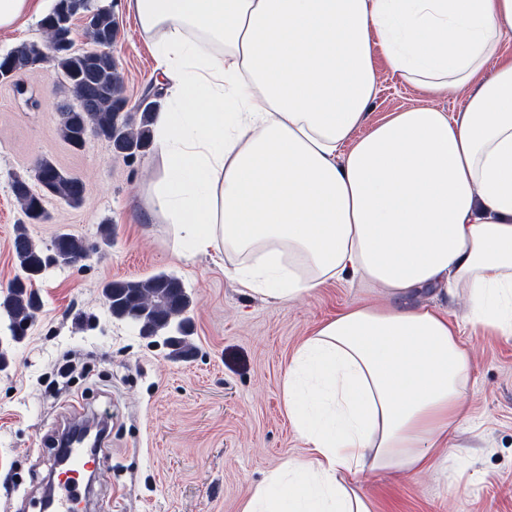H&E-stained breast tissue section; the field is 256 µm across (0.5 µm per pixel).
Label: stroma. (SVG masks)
<instances>
[{
    "label": "stroma",
    "mask_w": 512,
    "mask_h": 512,
    "mask_svg": "<svg viewBox=\"0 0 512 512\" xmlns=\"http://www.w3.org/2000/svg\"><path fill=\"white\" fill-rule=\"evenodd\" d=\"M111 6L118 34L111 52L136 111L155 88L156 60L127 0ZM378 93L349 142L390 113L431 106L460 117L467 90L433 93L393 74L376 56ZM47 66L0 81V291L17 268L13 255L21 207L14 176L52 159L84 185L72 207L46 204L48 219L28 232L42 247L62 232L82 239L87 256L53 267L36 281L42 307L11 360L0 370V512H39L37 501L56 469L54 436L78 418L108 414L100 469L86 491V512H241L269 472L307 447L288 417L283 374L321 322L370 297L361 282H329L291 302L248 292L224 254L175 256L171 227L148 212L162 167L156 150L124 159L92 136L82 149L59 134V105L73 104ZM110 225L109 241L100 237ZM178 277L192 299L187 312L192 353L176 359L165 336L145 337L112 318L102 294L109 280ZM471 359L467 415L454 426L449 479L435 471H384L360 479L377 512H512V337L465 327ZM75 378L58 388L57 368Z\"/></svg>",
    "instance_id": "stroma-1"
}]
</instances>
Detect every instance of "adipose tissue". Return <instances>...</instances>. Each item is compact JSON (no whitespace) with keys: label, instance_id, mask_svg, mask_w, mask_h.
<instances>
[{"label":"adipose tissue","instance_id":"adipose-tissue-1","mask_svg":"<svg viewBox=\"0 0 512 512\" xmlns=\"http://www.w3.org/2000/svg\"><path fill=\"white\" fill-rule=\"evenodd\" d=\"M168 107L152 127L151 215L180 257L224 252L286 302L347 277L375 286L323 322L283 378L308 447L241 512H373L353 478L443 467L470 359L438 302L512 336V0H130ZM436 92L486 72L461 119L391 113L346 141L376 54Z\"/></svg>","mask_w":512,"mask_h":512}]
</instances>
